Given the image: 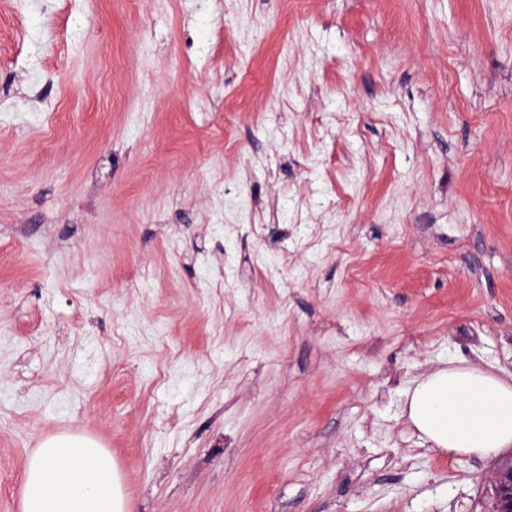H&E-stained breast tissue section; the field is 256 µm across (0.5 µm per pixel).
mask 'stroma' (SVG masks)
Masks as SVG:
<instances>
[{
    "instance_id": "obj_1",
    "label": "stroma",
    "mask_w": 512,
    "mask_h": 512,
    "mask_svg": "<svg viewBox=\"0 0 512 512\" xmlns=\"http://www.w3.org/2000/svg\"><path fill=\"white\" fill-rule=\"evenodd\" d=\"M512 373V0H0V512H494L406 387ZM21 512H127L128 502L112 454L97 440L57 434L28 456Z\"/></svg>"
}]
</instances>
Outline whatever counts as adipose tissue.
<instances>
[{
  "label": "adipose tissue",
  "mask_w": 512,
  "mask_h": 512,
  "mask_svg": "<svg viewBox=\"0 0 512 512\" xmlns=\"http://www.w3.org/2000/svg\"><path fill=\"white\" fill-rule=\"evenodd\" d=\"M404 413L433 449L488 458L512 446V374L451 360L405 391ZM21 512H128L110 451L83 435L57 434L28 456Z\"/></svg>",
  "instance_id": "adipose-tissue-1"
}]
</instances>
